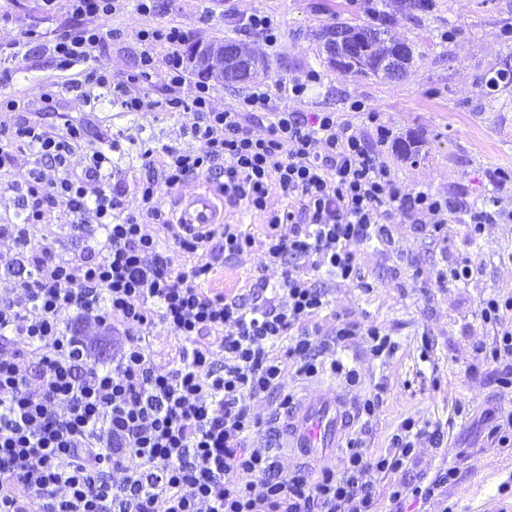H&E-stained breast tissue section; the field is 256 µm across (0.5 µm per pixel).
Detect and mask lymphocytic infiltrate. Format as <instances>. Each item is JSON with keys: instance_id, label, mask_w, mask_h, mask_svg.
I'll use <instances>...</instances> for the list:
<instances>
[{"instance_id": "1", "label": "lymphocytic infiltrate", "mask_w": 512, "mask_h": 512, "mask_svg": "<svg viewBox=\"0 0 512 512\" xmlns=\"http://www.w3.org/2000/svg\"><path fill=\"white\" fill-rule=\"evenodd\" d=\"M130 7L146 19L135 73L90 67L104 41L93 19ZM43 11L69 19L46 45L57 69L84 72L64 90L46 86L28 98L6 92L10 74L0 68V113L10 119L0 181L20 193L18 223L0 225V273L13 279L0 295V512H378L372 474L408 470L420 441L440 447L441 429L405 419L384 452L367 454L355 437L342 470L309 475L285 471L259 442L255 404L283 409L289 373L359 385L358 371L335 354L354 338L376 358L395 349L381 325L343 320L323 333L327 294L315 274L361 282L355 246L390 240L396 222L434 239L461 224L475 239L486 225L511 224L512 210L403 192L374 139L335 113L288 111L256 86L216 107L212 85L193 78L182 51L191 30L154 20L155 0H43ZM156 73L166 88L159 100L144 87ZM64 91L88 104L107 99L127 115L176 116L194 145H142L132 191L113 188L109 151L93 142L87 120L60 112ZM259 113L263 135L252 127ZM201 176L261 218L262 240L234 224L203 239L176 231L165 195ZM273 195L284 208L269 209ZM62 221L65 237L55 229ZM257 245L266 279L250 300L207 287L216 265ZM183 254L195 263H180ZM509 312L512 292L483 299L480 319L500 334L493 347L474 349L477 363L500 365L506 394ZM161 330L177 340L178 360H160ZM282 340L283 355L273 354ZM455 477L452 467L422 473L384 495L403 512L409 499L441 502Z\"/></svg>"}]
</instances>
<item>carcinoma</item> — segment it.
<instances>
[{
	"mask_svg": "<svg viewBox=\"0 0 512 512\" xmlns=\"http://www.w3.org/2000/svg\"><path fill=\"white\" fill-rule=\"evenodd\" d=\"M387 18L378 16L373 24H343L330 26L326 34L339 31L352 40V48L347 60L337 62L332 54H327V63L343 76H377L401 77L407 74L414 60L412 47H407V53L400 60H391V50L395 42L384 38ZM492 88L505 89L512 85V64L503 63L493 76L488 79ZM425 144L424 131L417 129L396 145V151L404 158L416 155Z\"/></svg>",
	"mask_w": 512,
	"mask_h": 512,
	"instance_id": "carcinoma-1",
	"label": "carcinoma"
}]
</instances>
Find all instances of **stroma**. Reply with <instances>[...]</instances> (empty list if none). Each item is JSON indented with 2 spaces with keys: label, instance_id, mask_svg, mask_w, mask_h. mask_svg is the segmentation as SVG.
Returning <instances> with one entry per match:
<instances>
[{
  "label": "stroma",
  "instance_id": "stroma-1",
  "mask_svg": "<svg viewBox=\"0 0 512 512\" xmlns=\"http://www.w3.org/2000/svg\"><path fill=\"white\" fill-rule=\"evenodd\" d=\"M12 19L0 23V47H8L20 30L34 29L28 59H16L14 90L35 96L49 82L78 78V70L57 71L46 54L47 34L67 24L65 14L46 16L40 0H0ZM388 16V37L415 48L414 65L407 77H344L329 68L321 33L335 21L365 23L372 16L362 0H156V18L182 21L196 41L232 39L266 56L267 75L260 82L274 104H287L292 112H332L338 120L374 136L377 126L389 131L382 148L405 191L430 190L467 203L497 195L502 207L512 209V186L494 190L496 170L512 171V88L495 92L488 78L512 60V0H431L429 9L411 10L401 0H383ZM244 15L260 11L277 17L282 38L267 46L260 38L240 34L224 18L225 11ZM208 22H201V14ZM102 32L118 27L124 41L105 40L98 63L114 74L134 71L139 50L137 33L143 16L126 10L96 19ZM448 39H441L442 31ZM315 71L321 76L309 94L282 99L279 87L288 79ZM364 111L350 108L352 101ZM63 111L89 116L93 136L113 145L112 160L124 185L140 174L142 142L154 147L178 144L177 118L148 112L132 121L107 104L87 110L70 93L60 99ZM425 129L429 143L417 160L402 161L393 143L410 131ZM391 241L357 247L356 262L370 293L352 283L328 280V306L318 317L323 331H331L338 318L373 322L386 327L396 343L389 357L373 358L361 340L346 349L362 383L348 388L353 400L377 390L382 403L362 431L363 446L376 454L387 449L389 438L408 418L440 425V447L422 443L416 471L435 473L452 466L458 475L447 488L453 512H503L512 495L498 487L512 478V449L492 443L493 415L512 412V398L496 384L494 367L471 373L474 349L492 344L495 328L478 316L481 300L495 291H512V223L487 225L482 238L470 240L460 224L449 225L446 236L433 240L417 235L411 225L391 227ZM467 259L473 275L464 283L437 287L434 275L451 263ZM260 249L225 261L208 285L226 295H249L260 286Z\"/></svg>",
  "mask_w": 512,
  "mask_h": 512
}]
</instances>
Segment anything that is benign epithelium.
Listing matches in <instances>:
<instances>
[{"label":"benign epithelium","instance_id":"7a95c632","mask_svg":"<svg viewBox=\"0 0 512 512\" xmlns=\"http://www.w3.org/2000/svg\"><path fill=\"white\" fill-rule=\"evenodd\" d=\"M193 57L198 69L214 81H247L253 72L252 51L239 43H201L194 46Z\"/></svg>","mask_w":512,"mask_h":512}]
</instances>
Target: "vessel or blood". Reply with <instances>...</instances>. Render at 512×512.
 <instances>
[{"label": "vessel or blood", "mask_w": 512, "mask_h": 512, "mask_svg": "<svg viewBox=\"0 0 512 512\" xmlns=\"http://www.w3.org/2000/svg\"><path fill=\"white\" fill-rule=\"evenodd\" d=\"M174 202L178 223L189 234L201 235L220 221L215 197L200 186L178 193ZM355 419L353 401L335 383L323 381L280 411L275 440L301 466L313 469L335 457Z\"/></svg>", "instance_id": "b4317fda"}]
</instances>
